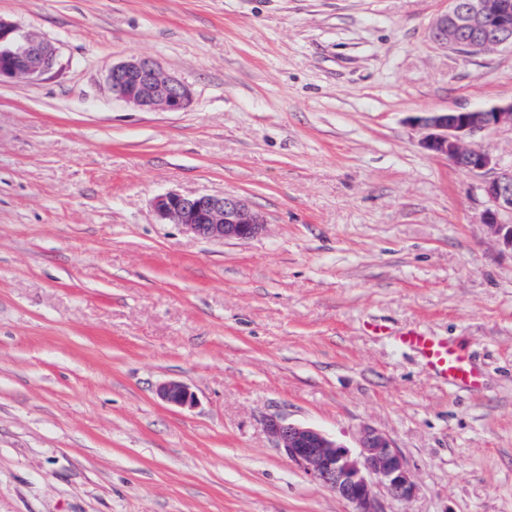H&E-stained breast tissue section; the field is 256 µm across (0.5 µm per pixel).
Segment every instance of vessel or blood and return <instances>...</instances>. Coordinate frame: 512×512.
I'll list each match as a JSON object with an SVG mask.
<instances>
[{
    "label": "vessel or blood",
    "instance_id": "vessel-or-blood-1",
    "mask_svg": "<svg viewBox=\"0 0 512 512\" xmlns=\"http://www.w3.org/2000/svg\"><path fill=\"white\" fill-rule=\"evenodd\" d=\"M371 330L374 334L390 337L394 345L416 352L446 383L455 386H469L475 383L477 372L470 364L465 351L448 344L440 337L415 329L390 332L389 328L375 324Z\"/></svg>",
    "mask_w": 512,
    "mask_h": 512
}]
</instances>
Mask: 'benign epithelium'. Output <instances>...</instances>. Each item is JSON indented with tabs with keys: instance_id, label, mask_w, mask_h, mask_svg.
I'll use <instances>...</instances> for the list:
<instances>
[{
	"instance_id": "7a95c632",
	"label": "benign epithelium",
	"mask_w": 512,
	"mask_h": 512,
	"mask_svg": "<svg viewBox=\"0 0 512 512\" xmlns=\"http://www.w3.org/2000/svg\"><path fill=\"white\" fill-rule=\"evenodd\" d=\"M431 37L465 57L512 48V3L448 0V9L431 26ZM57 64L58 49L52 41L22 32L0 17V81L39 78L55 72ZM108 84L113 96L146 111L178 112L192 100L188 85L150 58H133L112 66ZM418 121L427 130L422 146L429 154L447 158L466 173H493L481 184L490 204L485 222L495 228L501 243L512 249V224L502 220L504 215L512 216V165H501L473 145L486 131L512 130V102L468 111L426 112ZM153 208L161 223L178 224L206 239L247 240L265 224L247 199L234 194L168 192L154 199ZM157 395L173 406L194 405L193 393L178 381L160 384ZM266 429L296 469L346 500L351 512H382L378 488L396 500H408L416 491L400 451L375 427L362 428L356 454L311 426L275 417L268 420Z\"/></svg>"
}]
</instances>
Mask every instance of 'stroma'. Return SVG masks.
Returning <instances> with one entry per match:
<instances>
[{"mask_svg": "<svg viewBox=\"0 0 512 512\" xmlns=\"http://www.w3.org/2000/svg\"><path fill=\"white\" fill-rule=\"evenodd\" d=\"M448 0H0L59 69L0 81V512H350L269 418L387 433L382 512H512V251L425 112L512 102V49L435 44ZM148 57L181 112L115 99ZM176 190L263 213L249 240L158 223ZM378 321L462 346L455 388ZM187 385L194 406L156 389Z\"/></svg>", "mask_w": 512, "mask_h": 512, "instance_id": "stroma-1", "label": "stroma"}]
</instances>
